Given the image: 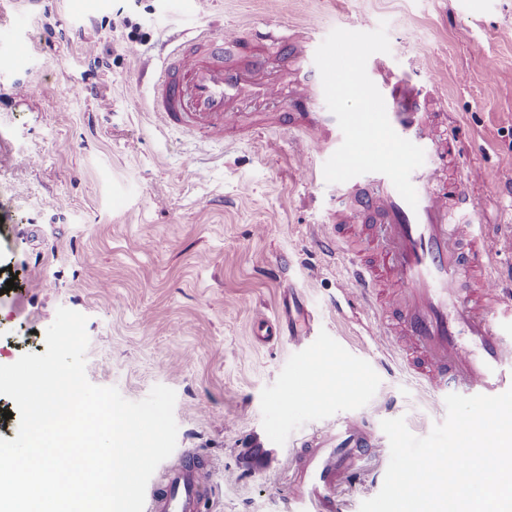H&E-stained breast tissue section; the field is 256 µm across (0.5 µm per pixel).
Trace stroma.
I'll return each mask as SVG.
<instances>
[{"instance_id":"1","label":"stroma","mask_w":512,"mask_h":512,"mask_svg":"<svg viewBox=\"0 0 512 512\" xmlns=\"http://www.w3.org/2000/svg\"><path fill=\"white\" fill-rule=\"evenodd\" d=\"M212 22L315 46L385 26L394 67L442 84L489 233L512 225V0H0V365L45 353L58 308L80 312L92 384L175 391L176 452L213 466L208 512H299L284 468L301 440L352 413L423 437L446 406L374 342L318 246L337 190L299 166L303 131L254 112L252 138L214 146L157 123L161 53ZM259 311L309 322V348L259 335ZM306 382L321 405L289 401ZM389 459L384 439L338 512L380 491Z\"/></svg>"}]
</instances>
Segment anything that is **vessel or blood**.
Here are the masks:
<instances>
[{"instance_id": "vessel-or-blood-1", "label": "vessel or blood", "mask_w": 512, "mask_h": 512, "mask_svg": "<svg viewBox=\"0 0 512 512\" xmlns=\"http://www.w3.org/2000/svg\"><path fill=\"white\" fill-rule=\"evenodd\" d=\"M310 56L307 42L204 30L161 58L152 110L165 127L219 144L251 104L259 112L286 113L288 125L305 130L317 153H334L343 134L332 113L316 109L323 88ZM293 66L300 77L292 84ZM367 74L393 129L423 148L425 161L411 175L414 208L383 174H370L362 193L343 182L344 196L378 224L383 240L371 260L353 262L345 285L366 301L375 343L396 352L432 392L501 394L512 388V297L501 293L495 251L473 227L467 187L480 173L461 166L458 136L447 114L435 109L433 81L414 80L384 61ZM375 452L362 416L304 439L286 467L291 499L302 512H336L338 491ZM211 476L210 462L196 452L166 462L150 489L148 512H201Z\"/></svg>"}]
</instances>
